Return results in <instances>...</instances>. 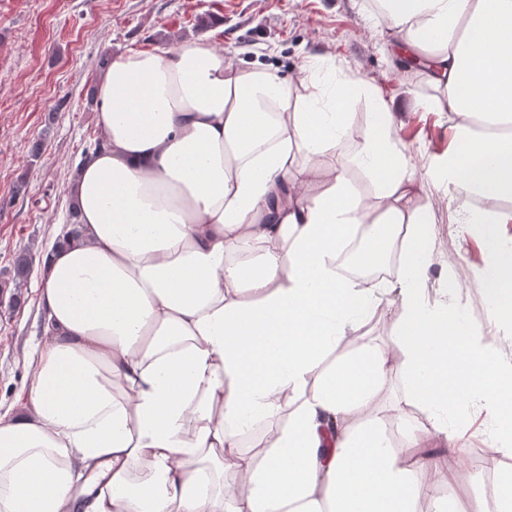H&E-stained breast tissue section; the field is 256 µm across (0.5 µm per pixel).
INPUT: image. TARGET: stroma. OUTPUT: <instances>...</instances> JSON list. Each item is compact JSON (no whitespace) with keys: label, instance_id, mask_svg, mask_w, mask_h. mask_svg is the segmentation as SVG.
Returning <instances> with one entry per match:
<instances>
[{"label":"stroma","instance_id":"stroma-1","mask_svg":"<svg viewBox=\"0 0 512 512\" xmlns=\"http://www.w3.org/2000/svg\"><path fill=\"white\" fill-rule=\"evenodd\" d=\"M202 17L211 25L200 31ZM196 35L222 46L239 66L262 65L284 77L312 57L335 56L340 69H316L312 76L326 86L344 75L353 81L347 150L373 133L371 87L392 103L394 135L418 161L448 146L447 113L417 104L428 91L421 74L407 59L393 62L384 54L396 32L378 20L374 0H0V282L11 280L21 250L33 257L21 304L0 306V415L19 405L29 357L43 338L40 259L67 222L68 177L101 135L100 57ZM36 143L41 151L35 155ZM423 198L433 220L428 287L440 288L448 270H455L461 301L475 329L485 331L487 308L472 273L482 262L479 229L454 224L453 204L435 188L426 187ZM471 422L483 433L465 458L447 457L454 482L443 493L468 502L473 512H493L496 477L512 465V452L487 456L498 428L479 416Z\"/></svg>","mask_w":512,"mask_h":512}]
</instances>
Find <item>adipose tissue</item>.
Segmentation results:
<instances>
[{
  "label": "adipose tissue",
  "mask_w": 512,
  "mask_h": 512,
  "mask_svg": "<svg viewBox=\"0 0 512 512\" xmlns=\"http://www.w3.org/2000/svg\"><path fill=\"white\" fill-rule=\"evenodd\" d=\"M379 2L434 91L420 107L451 117L447 153L421 167L379 96L380 135L340 156L344 92L202 41L113 57L98 85L107 145L72 186L82 232L42 257L46 339L24 414L0 417V512H417L423 497L460 512L440 493L447 467L419 450L464 458L448 419L471 408L512 425V365L493 359L500 337L473 331L456 278L430 295L418 199L435 184L457 223L481 226L489 321H511L498 227L512 224V0ZM357 232L370 266L401 235L396 281L340 274ZM390 298L388 344L325 367ZM395 376L428 426L380 416Z\"/></svg>",
  "instance_id": "adipose-tissue-1"
}]
</instances>
